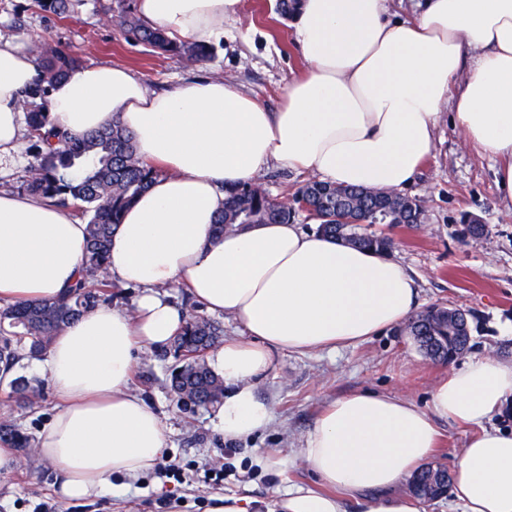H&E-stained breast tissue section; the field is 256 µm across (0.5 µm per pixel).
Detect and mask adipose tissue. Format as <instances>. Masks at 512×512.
Listing matches in <instances>:
<instances>
[{
    "label": "adipose tissue",
    "mask_w": 512,
    "mask_h": 512,
    "mask_svg": "<svg viewBox=\"0 0 512 512\" xmlns=\"http://www.w3.org/2000/svg\"><path fill=\"white\" fill-rule=\"evenodd\" d=\"M241 0H136L147 23L174 40L223 37ZM307 72L276 111L221 77L165 93L117 64L82 68L52 87L48 109L75 133L120 122L139 157L161 174L127 209L108 247V271L138 288L133 311L100 306L49 347L58 403L40 456L66 500L98 497L112 476L135 480L168 446L157 411L129 389L134 354L161 348L185 322L169 291L187 290L237 320L209 359L226 394L213 418L225 439L272 425L257 386L275 353L335 351L405 321L418 286L383 254L295 223L212 232L226 192L279 164L352 187L406 189L429 154L441 117L498 164L512 201V0H425L394 20L387 0H300L291 22ZM38 76L21 42L0 40V174L16 168L25 122L19 100ZM86 226L38 199L0 191V305L55 299L79 279ZM512 400V363L476 359L434 387L420 407L387 394L326 402L297 457L316 477L273 512H424L399 493L432 456L438 420L474 426L452 474L456 512H512V431L488 429Z\"/></svg>",
    "instance_id": "adipose-tissue-1"
}]
</instances>
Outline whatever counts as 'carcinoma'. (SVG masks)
Listing matches in <instances>:
<instances>
[{
	"instance_id": "1",
	"label": "carcinoma",
	"mask_w": 512,
	"mask_h": 512,
	"mask_svg": "<svg viewBox=\"0 0 512 512\" xmlns=\"http://www.w3.org/2000/svg\"><path fill=\"white\" fill-rule=\"evenodd\" d=\"M85 0H32L44 15L66 19ZM133 0H119L120 24L136 42L188 65L211 55L202 41H174L158 28L144 23L132 8ZM41 77L23 92L22 107L27 127V163L23 174L3 186L63 208L75 209L87 224L88 246L82 263L83 277L73 288L52 301L18 303L0 309V363L7 369L26 358L41 356L58 333L73 319L112 300V281L107 268L108 245L123 212L151 186L160 174L144 163L134 149L132 134L120 123L73 134L53 119L46 108V96L58 80L74 72L80 62L47 42L36 44ZM304 211L317 224V232L343 244L359 246L389 255L393 241L375 224L409 227L422 223L425 209L421 200L398 192L362 190L311 180L298 189L295 204L272 197L259 182L236 188L224 204L213 227L222 234L252 224H286ZM412 336L435 360L451 361L464 353L469 343V324L454 309L435 305L405 325ZM224 336L222 323L186 314L185 326L173 338L176 350L206 351ZM9 386L18 399L32 408L43 400L40 390L25 377L12 379ZM171 390L183 407L217 403L224 397V380L203 360L188 358L171 374ZM0 442L23 451L32 447L6 417L0 419ZM448 471L430 466L409 480L415 496L437 498L447 492Z\"/></svg>"
}]
</instances>
